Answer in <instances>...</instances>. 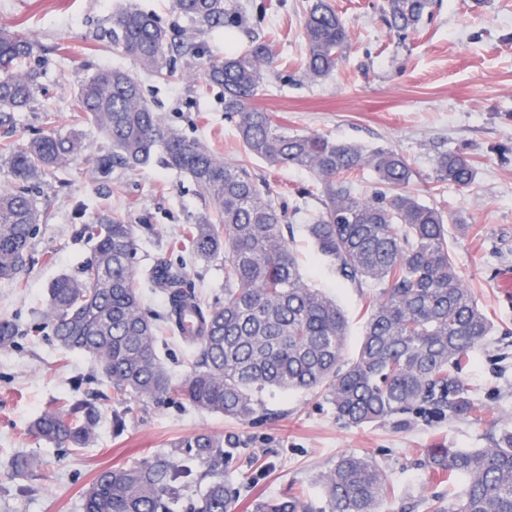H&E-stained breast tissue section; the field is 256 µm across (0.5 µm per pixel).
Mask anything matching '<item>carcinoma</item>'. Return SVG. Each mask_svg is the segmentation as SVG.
<instances>
[{
  "instance_id": "cac0c4a2",
  "label": "carcinoma",
  "mask_w": 512,
  "mask_h": 512,
  "mask_svg": "<svg viewBox=\"0 0 512 512\" xmlns=\"http://www.w3.org/2000/svg\"><path fill=\"white\" fill-rule=\"evenodd\" d=\"M435 0H385L391 30L406 35L433 15ZM175 11L207 30L242 22L235 0H173ZM112 47L133 57L141 71L168 73L171 57L204 56L201 44L175 42L154 15L126 0L105 31ZM345 23L330 0H309L303 25L305 75L316 81L344 60ZM35 44L0 29V125L27 108L40 72L28 65ZM271 44L210 61L203 78L224 89V112L235 120L246 154L267 164L309 170L317 178L321 206L306 224L317 253L344 280L377 286L355 356L342 360L348 319L336 301L311 287L283 232L287 213L278 196L243 162H228L197 140L167 126L129 71L106 67L79 87L71 102L72 128L29 144L4 145L14 184L0 187V280L20 281L31 240L45 219L31 196L42 174L85 150L80 127L93 123L111 144L99 168L136 169L158 160L187 175L211 210L168 243L179 261L138 266L137 229L115 217L79 224L75 234L95 241L78 275L66 274L48 288L45 324L57 347L96 359L112 383L115 401L157 402L179 394L192 406L240 421L258 411L255 394L267 387L320 391L345 423L358 426L409 413L469 417L475 407L460 373L492 332L448 247V225L461 235L473 226L422 201L409 190L418 178L391 147L367 149L314 133L290 132L251 105L274 62ZM369 176L374 190L358 191ZM477 170L459 152L440 151L428 183L473 188ZM224 257V301L204 302L188 279L185 257ZM164 295L161 322L143 308L142 291ZM193 327L185 329L187 317ZM173 333L198 351V360L175 388L158 355L159 333ZM21 335L18 323L0 318V347ZM96 410L66 397L37 417L45 441L82 448L97 436ZM231 441L201 432L141 462L101 471L83 498L82 512H232L224 481ZM433 474L464 484L460 499L436 503L433 512H512V428L493 447L434 448ZM211 474L198 497L195 465ZM319 512H395L394 485L369 457L341 455L320 476ZM252 512H310L300 493L269 498Z\"/></svg>"
}]
</instances>
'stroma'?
I'll list each match as a JSON object with an SVG mask.
<instances>
[{"instance_id": "1", "label": "stroma", "mask_w": 512, "mask_h": 512, "mask_svg": "<svg viewBox=\"0 0 512 512\" xmlns=\"http://www.w3.org/2000/svg\"><path fill=\"white\" fill-rule=\"evenodd\" d=\"M119 2L0 0V27L21 31L36 44L32 64L41 73L34 102L16 113L13 128L0 127V143L19 146L40 134L65 132L80 84L99 68L140 74L131 56L100 38ZM241 2L245 27L228 37L209 31L200 39L214 58L246 53L257 39L272 41L276 59L252 103L277 123L294 132L392 147L421 174L429 172L439 148L475 160L476 185L469 191L421 180L411 189L474 227L467 236L450 231L448 244L493 323L490 339L462 373L476 413L468 418L410 414L402 421L354 427L338 420L319 394L271 388L259 392L260 411L247 422L177 397L118 404L91 357L59 349L42 329L46 290L60 274L77 273L92 255V243L76 236V225L103 215L137 225L138 257L145 267L169 258L168 241L208 204L187 176L156 161L135 170L101 171L95 160L111 145L87 124L84 152L46 172L33 190L46 219L31 243L27 272L17 283L0 280V317L16 319L25 331L12 347L0 349V512H82V494L100 471L136 463L200 432L237 443L224 464V477L235 491L232 512H251L255 500L297 491L319 512L323 497L317 479L347 452L367 455L389 473L395 504L404 512H432L435 501L460 496L463 486L430 472L429 449L488 448L498 428L512 426V297L499 286L501 276L512 272V0H436L432 18L405 39L389 30L382 0H331L347 26L348 49L339 68L318 82L301 68L307 0ZM201 72L200 60L179 56L167 77L140 76L147 99L167 125L225 160H247L287 209L296 210L288 242L312 286L344 310L349 320L344 356L352 358L374 288L350 284L318 256L304 229L306 213L320 206L314 176L247 158L225 115L223 89L206 84ZM187 269L205 302L223 301V259L192 262ZM159 354L174 384H182L195 362L194 348L165 333ZM69 395L100 413L89 447H59L30 428ZM117 414L124 419L118 430L112 424ZM21 453L40 466L10 476L8 463Z\"/></svg>"}]
</instances>
